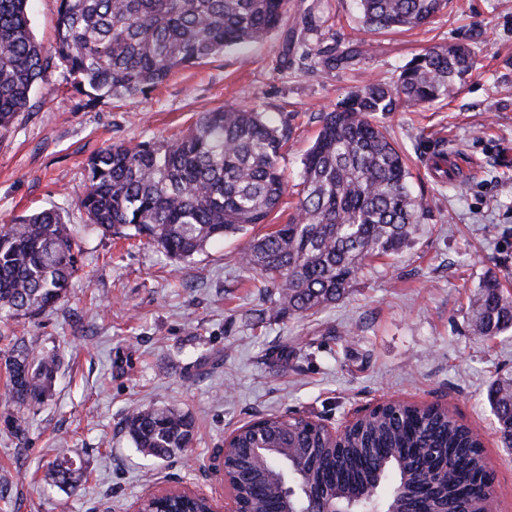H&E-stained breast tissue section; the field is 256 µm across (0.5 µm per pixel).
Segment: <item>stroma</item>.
Masks as SVG:
<instances>
[{
	"label": "stroma",
	"mask_w": 512,
	"mask_h": 512,
	"mask_svg": "<svg viewBox=\"0 0 512 512\" xmlns=\"http://www.w3.org/2000/svg\"><path fill=\"white\" fill-rule=\"evenodd\" d=\"M307 12L315 29L294 61L283 60L279 30L94 108L80 107L54 73L36 90L34 111L0 138V224L53 209L82 247L64 301L19 323L0 320V332L61 357L53 396L29 410L24 437L0 428V512H130L157 487L182 484L220 499L214 458L238 427L271 414L335 427L392 399L448 405L481 433L493 512H512V450L487 397L494 380L512 376V331L476 339L469 314L485 280L512 291V0H448L424 28L368 35L356 0H289V17ZM361 36L371 50L354 66L297 63L305 51L345 52ZM455 43L469 45L476 67L447 97L376 116L427 207L410 246L374 260L319 313L276 314L242 254L250 237L287 222L322 113L364 79L393 81L423 49ZM231 105L290 129L281 161L288 194L270 223L184 262L86 226L79 200L91 155L171 136ZM136 406L190 413L193 446L166 460L143 456L125 429ZM62 446L86 471L73 490L43 480Z\"/></svg>",
	"instance_id": "35a3bbf8"
}]
</instances>
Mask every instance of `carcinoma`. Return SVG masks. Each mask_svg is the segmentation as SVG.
Here are the masks:
<instances>
[{
	"label": "carcinoma",
	"mask_w": 512,
	"mask_h": 512,
	"mask_svg": "<svg viewBox=\"0 0 512 512\" xmlns=\"http://www.w3.org/2000/svg\"><path fill=\"white\" fill-rule=\"evenodd\" d=\"M29 0H0V136L33 111L34 91L60 71L87 103L136 97L175 71L236 45L266 39L280 28L288 0H59L55 44L37 42ZM369 32L410 30L431 22L446 0H358ZM367 43L321 59L346 66ZM475 67L464 44L417 55L392 83L366 80L325 113L303 159V188L288 223L249 241L243 262L254 287L277 312L303 315L339 301L376 257L400 254L427 216L409 192L407 167L378 112L423 107ZM288 136L255 109L202 112L180 135L152 143H118L87 163L80 200L87 225L104 234L137 237L185 261L207 244L264 224L286 194L280 166ZM81 256L60 213L46 209L0 224V319L32 317L56 305ZM473 334L491 339L512 328V294L488 280L471 301ZM5 402L14 407L8 432L20 438L26 410L51 396L60 366L53 350L12 342L4 361ZM501 443L512 448V378L489 388ZM135 448L169 458L192 444L193 417L175 407L135 409L125 420ZM275 448L251 458L255 434ZM386 467L409 495L431 500L438 512H485L488 480L479 435L448 409L398 402L364 414L341 438L302 418L267 417L244 426L229 448L227 475L251 512H317L321 504L288 498L280 472L289 468L321 491L363 498ZM62 489L83 478L60 452L47 474ZM149 512H208L203 499L169 498Z\"/></svg>",
	"instance_id": "cac0c4a2"
}]
</instances>
